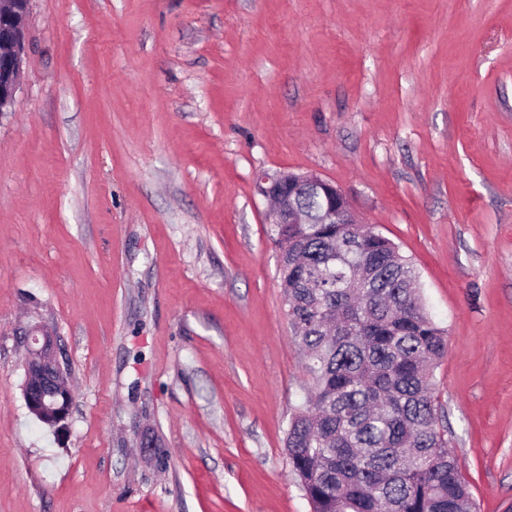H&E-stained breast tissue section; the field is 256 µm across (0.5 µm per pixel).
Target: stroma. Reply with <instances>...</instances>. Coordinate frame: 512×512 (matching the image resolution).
Wrapping results in <instances>:
<instances>
[{"instance_id":"stroma-1","label":"stroma","mask_w":512,"mask_h":512,"mask_svg":"<svg viewBox=\"0 0 512 512\" xmlns=\"http://www.w3.org/2000/svg\"><path fill=\"white\" fill-rule=\"evenodd\" d=\"M393 241L477 512H512V0H31L0 114V512H311L257 174ZM49 330L69 432L29 414Z\"/></svg>"}]
</instances>
